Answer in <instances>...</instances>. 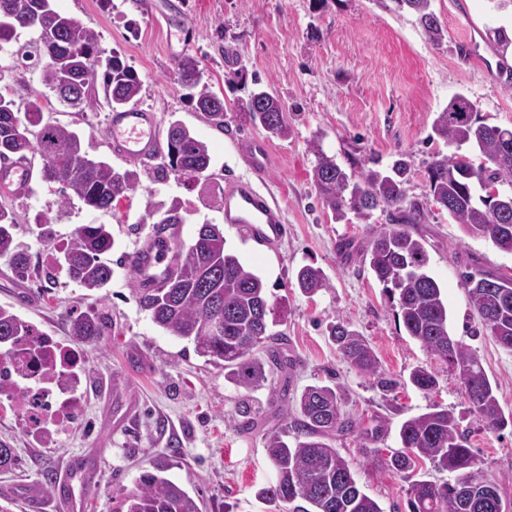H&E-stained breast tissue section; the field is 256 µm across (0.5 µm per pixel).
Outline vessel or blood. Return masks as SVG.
I'll list each match as a JSON object with an SVG mask.
<instances>
[{"label": "vessel or blood", "mask_w": 512, "mask_h": 512, "mask_svg": "<svg viewBox=\"0 0 512 512\" xmlns=\"http://www.w3.org/2000/svg\"><path fill=\"white\" fill-rule=\"evenodd\" d=\"M110 146L115 156L147 163L163 153L160 125L155 113L134 105L109 116ZM246 159L252 175L226 180L223 192L224 221L236 225L251 242L270 247L278 244L288 231L282 209L275 204L256 181L269 168L270 149L265 141L253 140ZM32 180V166L20 156L0 162V190L22 195ZM181 227L172 224L165 232L150 236L133 256V266L141 284L148 288L163 287L167 271L163 264L177 242ZM93 474L87 463H71L59 477L57 501L65 512H79L82 502L75 496V480H90Z\"/></svg>", "instance_id": "obj_1"}]
</instances>
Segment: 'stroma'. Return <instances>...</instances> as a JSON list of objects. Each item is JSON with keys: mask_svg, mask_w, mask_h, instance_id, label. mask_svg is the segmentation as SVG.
Wrapping results in <instances>:
<instances>
[{"mask_svg": "<svg viewBox=\"0 0 512 512\" xmlns=\"http://www.w3.org/2000/svg\"><path fill=\"white\" fill-rule=\"evenodd\" d=\"M64 14L90 22L100 46L119 53L138 73L139 104L156 112L161 126L178 120L205 142L211 157L207 177L186 182L175 175L155 178L156 164H137L140 183L117 207L93 210L78 199L61 204L58 187L33 178L28 194L0 192V207L12 210L16 238L30 258L27 278H18L0 259V306L11 308L34 327L85 356L81 415L52 439H34L17 400L0 395V442L14 448L16 469L0 471V505L29 512L31 494L41 490V470L61 471L74 459L96 468L83 496L82 512H113L143 471L160 466L166 477L203 501L202 512H279L258 496L275 479L265 453V435L286 430L285 402L310 385L339 388L357 431L333 445L349 462L363 490L383 512H410L411 475L385 464L399 448L398 431L409 417L438 405L452 411L487 474L497 480L503 500L512 501V428L487 427L469 411L458 376L408 335L381 285L359 252L388 227L390 211L369 220L347 214L334 220L310 180L312 139L347 170L384 169L397 152L410 154V200L424 209L411 232L423 238L429 270L448 303V330L478 357L505 413L512 414V353L486 331L469 303L463 275L468 271L512 277V254L489 239L466 234L433 201L427 165L449 153L432 134L434 118L457 94L468 95L485 123L512 128V90L497 72L498 59L485 39L512 22L511 10L491 0H432L448 30L447 40L430 44L416 18L395 0H54ZM18 29L14 42L0 47V66L9 68L10 96L19 111L41 105L44 120L68 126L89 142L90 152L117 170L128 169L110 148L107 104L79 110L60 102L38 70L13 67L12 53L29 42ZM194 56L227 112L223 127L196 112L178 83V63ZM248 79L229 83L237 68ZM270 88L283 101L292 134L272 138V162L261 185L283 209L287 236L275 247H255L225 224L215 201L225 179L249 177L244 153L261 127L242 118L238 100L255 86ZM179 198L188 210L181 244H190L204 222L220 225L225 247L259 275L277 307L271 331L285 339L288 367L246 390L225 378L195 350L193 342L156 326L139 307L132 257L154 229L146 195ZM84 224L109 225L114 246L112 279L91 292L72 281L55 258L72 232ZM358 246L345 255L344 241ZM319 267L330 286L303 293L296 273ZM108 316L103 336L90 343L71 334L70 319L81 312ZM348 321L370 342L385 378L353 370L329 335L336 319ZM423 366L435 372L437 388H414L409 375ZM253 407L251 418L237 413L239 401Z\"/></svg>", "mask_w": 512, "mask_h": 512, "instance_id": "obj_1", "label": "stroma"}]
</instances>
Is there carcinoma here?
I'll use <instances>...</instances> for the list:
<instances>
[{"mask_svg":"<svg viewBox=\"0 0 512 512\" xmlns=\"http://www.w3.org/2000/svg\"><path fill=\"white\" fill-rule=\"evenodd\" d=\"M420 25L427 40L441 45L448 36L431 0H397ZM30 29L36 38L19 48L21 57L36 60L41 80L60 101L72 107L91 108L92 95L102 82L104 98L116 111L139 101L142 82L137 72L117 54L105 55L99 34L90 23L65 15L52 0H0V42L10 41L16 28ZM496 51L502 64L512 47L505 28L495 30ZM179 81L189 91L195 110L215 126L224 127V99L215 94L190 55L178 64ZM254 125L274 137L286 139L291 129L280 100L268 91L254 92L237 105ZM432 133L454 151L436 155L427 166L433 201L468 235L489 239L499 249H512V209L495 210L490 200L475 199L474 184L496 177L503 153L512 151V129L489 126L480 121L474 103L464 95L454 97L432 124ZM475 147L479 162L465 155L463 148ZM90 146L75 131L43 121L42 109L33 104L25 118L15 111L14 101L0 93V160L37 153L42 160L43 181L61 185V203L77 197L95 210H110L112 203L138 185L135 170L117 171L90 155ZM312 183L322 205L335 218L354 212L368 220L377 209L396 211L393 226L374 237L362 251L363 260L388 299L396 302L398 316L410 336L418 340L434 358L450 370H470L461 379L470 411L478 420L497 430L512 426L505 416L488 375L474 353L448 332V304L442 289L428 273L429 255L422 240L405 228L419 224L424 210L408 201L406 184L412 172L411 160L400 154L391 172L369 168L347 172L335 157L316 143ZM210 166L207 145L182 123L171 124L167 134L166 160L160 173L198 179ZM146 210L158 216L159 224L185 223L180 200L157 202L148 194ZM14 214L0 207V258L5 257L18 271L25 268V248L14 238ZM114 240L105 224H88L72 234L58 264L68 277L89 291L105 288L112 278L107 258ZM177 263L163 288H137L136 300L154 324L174 336L193 341L196 351L225 370V377L251 390L267 381L266 367L283 368L288 358L278 348L282 335L269 331V304L260 276L225 248L224 234L215 224H204L193 242L177 246ZM298 287L307 294L328 288L319 267L305 265L296 275ZM469 302L482 328L505 350L512 352V278L467 277ZM33 325L11 310L0 307V362L9 358L8 345ZM105 328L100 315L81 313L71 320L72 335L93 339ZM330 336L346 362L357 372L378 376L381 364L369 342L344 320L331 325ZM263 346L267 359L255 357ZM409 380L417 389L432 392L437 387L435 372L418 367ZM299 418L294 445L286 434L272 430L265 436L267 458L276 473L275 482L258 492L263 500L282 512H382L378 503L359 486L355 475L339 451L330 443L337 433L356 427L342 413V399L330 386L310 385L297 400ZM401 448L386 461L388 468L406 474L419 461L456 474L454 482L438 484L420 478L410 487V512H512V504L502 500L498 485L479 466L468 440L460 432L455 416L435 405L429 411L402 422ZM163 469L146 471L136 486L118 501L114 512H201L199 498L191 496L179 483L162 475Z\"/></svg>","mask_w":512,"mask_h":512,"instance_id":"cac0c4a2","label":"carcinoma"}]
</instances>
